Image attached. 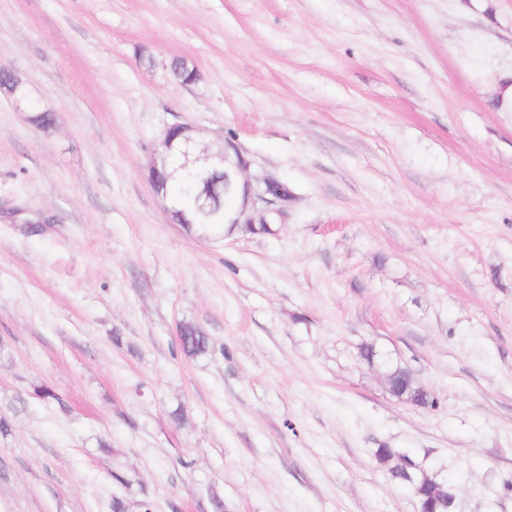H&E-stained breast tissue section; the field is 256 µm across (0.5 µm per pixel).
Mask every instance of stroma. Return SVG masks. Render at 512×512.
I'll return each instance as SVG.
<instances>
[{"label": "stroma", "mask_w": 512, "mask_h": 512, "mask_svg": "<svg viewBox=\"0 0 512 512\" xmlns=\"http://www.w3.org/2000/svg\"><path fill=\"white\" fill-rule=\"evenodd\" d=\"M0 65V512H419L381 447L512 512V0H0ZM174 123L271 233L171 222ZM179 345L181 351L186 356L194 357L207 350L208 340L204 332L198 326L192 323H185L181 325L180 328ZM394 375L395 386L397 389L396 397L410 400L412 402L419 401L423 399V392L420 387H415L412 383V380H408L405 377V374L408 373L406 370L401 368H395L390 372Z\"/></svg>", "instance_id": "stroma-1"}]
</instances>
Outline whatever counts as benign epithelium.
<instances>
[{
  "instance_id": "7a95c632",
  "label": "benign epithelium",
  "mask_w": 512,
  "mask_h": 512,
  "mask_svg": "<svg viewBox=\"0 0 512 512\" xmlns=\"http://www.w3.org/2000/svg\"><path fill=\"white\" fill-rule=\"evenodd\" d=\"M200 133L187 124H172L165 128L152 153L148 172L154 173L166 167L173 151H178L185 160V166L193 173L203 177L204 181L221 175L223 179H232L234 185L241 190L243 203L231 220L233 224H242L251 233L262 231L260 225L273 223V217H282L283 212L272 208L276 197L270 194L272 179H264L256 183L245 177L248 163L239 151L229 154L225 149L218 153H210L200 148ZM260 213L259 220L246 216L247 211Z\"/></svg>"
}]
</instances>
